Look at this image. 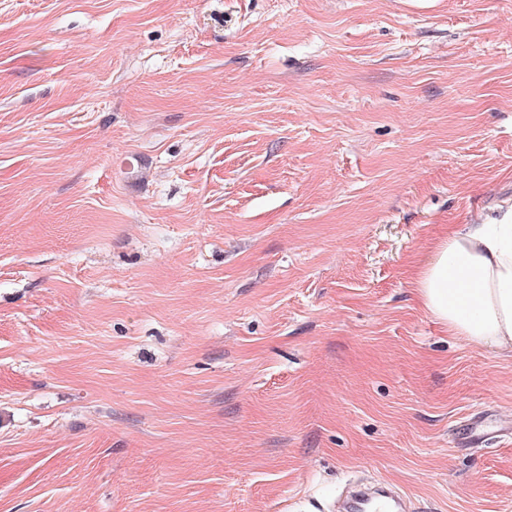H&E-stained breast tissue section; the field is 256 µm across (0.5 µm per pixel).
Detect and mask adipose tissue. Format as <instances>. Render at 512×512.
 Returning <instances> with one entry per match:
<instances>
[{
  "label": "adipose tissue",
  "instance_id": "1",
  "mask_svg": "<svg viewBox=\"0 0 512 512\" xmlns=\"http://www.w3.org/2000/svg\"><path fill=\"white\" fill-rule=\"evenodd\" d=\"M413 285L450 335L512 351V204L491 223L449 227L417 264Z\"/></svg>",
  "mask_w": 512,
  "mask_h": 512
}]
</instances>
